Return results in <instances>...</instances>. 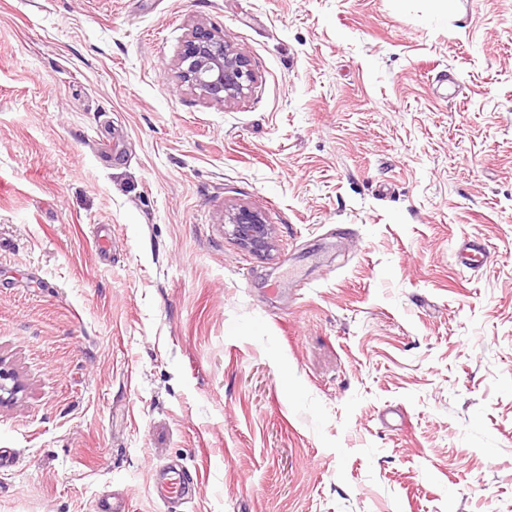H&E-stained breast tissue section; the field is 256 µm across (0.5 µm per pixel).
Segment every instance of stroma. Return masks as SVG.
<instances>
[{"label":"stroma","instance_id":"1","mask_svg":"<svg viewBox=\"0 0 512 512\" xmlns=\"http://www.w3.org/2000/svg\"><path fill=\"white\" fill-rule=\"evenodd\" d=\"M0 356V512H512V0H0ZM177 67L184 83L219 104L244 97L255 80L249 60L236 52L224 35L200 26L184 41ZM225 228H231V235L246 249L267 252L272 246V227L266 224L257 210L240 205L224 216ZM490 247L487 241L480 238L465 239L459 247L458 261L471 270L483 268L490 259Z\"/></svg>","mask_w":512,"mask_h":512}]
</instances>
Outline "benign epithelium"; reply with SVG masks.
<instances>
[{
  "mask_svg": "<svg viewBox=\"0 0 512 512\" xmlns=\"http://www.w3.org/2000/svg\"><path fill=\"white\" fill-rule=\"evenodd\" d=\"M183 82L201 91L209 100L224 104L246 95L255 80L249 60L233 49L223 35L197 26L184 41L177 57ZM231 235L246 249L263 253L272 246V227L261 213L241 205L224 216ZM19 391L14 371L0 360V404Z\"/></svg>",
  "mask_w": 512,
  "mask_h": 512,
  "instance_id": "1",
  "label": "benign epithelium"
}]
</instances>
